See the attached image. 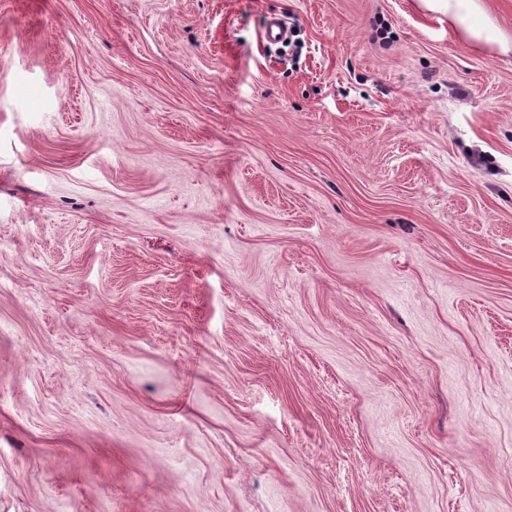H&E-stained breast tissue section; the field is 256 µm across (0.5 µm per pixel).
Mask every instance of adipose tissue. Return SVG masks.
<instances>
[{
	"instance_id": "obj_1",
	"label": "adipose tissue",
	"mask_w": 512,
	"mask_h": 512,
	"mask_svg": "<svg viewBox=\"0 0 512 512\" xmlns=\"http://www.w3.org/2000/svg\"><path fill=\"white\" fill-rule=\"evenodd\" d=\"M425 8L447 14L458 37L466 43L507 55L512 36L506 35L481 0H419Z\"/></svg>"
}]
</instances>
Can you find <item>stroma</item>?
<instances>
[{
	"instance_id": "stroma-1",
	"label": "stroma",
	"mask_w": 512,
	"mask_h": 512,
	"mask_svg": "<svg viewBox=\"0 0 512 512\" xmlns=\"http://www.w3.org/2000/svg\"><path fill=\"white\" fill-rule=\"evenodd\" d=\"M0 512H512V56L0 0Z\"/></svg>"
}]
</instances>
